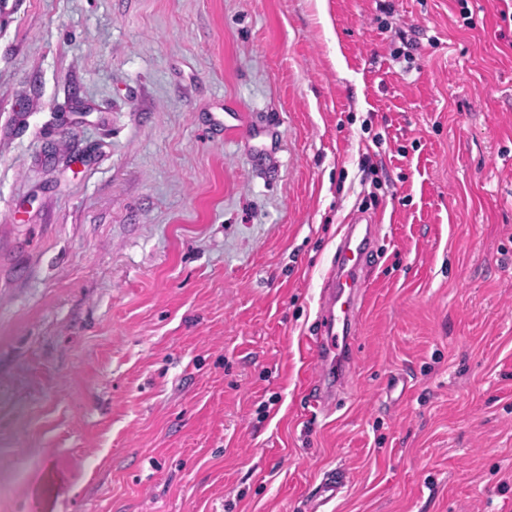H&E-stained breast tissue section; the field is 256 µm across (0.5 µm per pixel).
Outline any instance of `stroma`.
Returning <instances> with one entry per match:
<instances>
[{
  "label": "stroma",
  "instance_id": "1",
  "mask_svg": "<svg viewBox=\"0 0 512 512\" xmlns=\"http://www.w3.org/2000/svg\"><path fill=\"white\" fill-rule=\"evenodd\" d=\"M501 6L0 14V512H512ZM358 213L384 246L326 412L306 339Z\"/></svg>",
  "mask_w": 512,
  "mask_h": 512
}]
</instances>
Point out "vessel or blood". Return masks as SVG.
<instances>
[{
  "instance_id": "obj_1",
  "label": "vessel or blood",
  "mask_w": 512,
  "mask_h": 512,
  "mask_svg": "<svg viewBox=\"0 0 512 512\" xmlns=\"http://www.w3.org/2000/svg\"><path fill=\"white\" fill-rule=\"evenodd\" d=\"M378 238L373 218L358 214L346 224L336 248V259L324 290L320 328L310 341L319 405L326 410L336 403L333 370L342 368L353 351V336L365 308L364 277L368 255Z\"/></svg>"
}]
</instances>
